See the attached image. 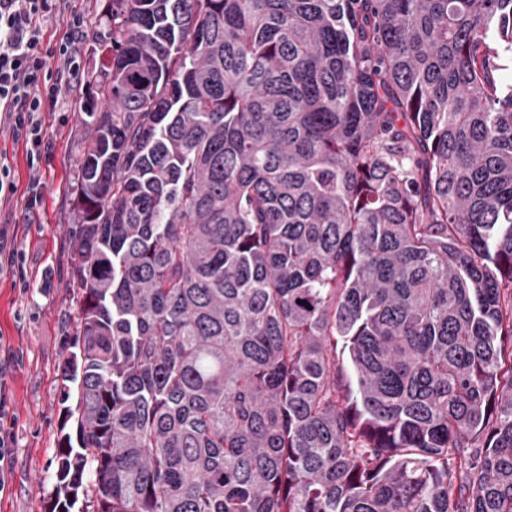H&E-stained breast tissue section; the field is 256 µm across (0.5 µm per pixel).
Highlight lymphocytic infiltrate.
Segmentation results:
<instances>
[{"label":"lymphocytic infiltrate","mask_w":512,"mask_h":512,"mask_svg":"<svg viewBox=\"0 0 512 512\" xmlns=\"http://www.w3.org/2000/svg\"><path fill=\"white\" fill-rule=\"evenodd\" d=\"M49 22L65 30L52 42L42 33ZM90 25L76 0H0V132L24 142L31 166L44 150L42 113L56 111L63 89L86 79L79 46Z\"/></svg>","instance_id":"lymphocytic-infiltrate-1"}]
</instances>
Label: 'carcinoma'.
<instances>
[{
    "label": "carcinoma",
    "mask_w": 512,
    "mask_h": 512,
    "mask_svg": "<svg viewBox=\"0 0 512 512\" xmlns=\"http://www.w3.org/2000/svg\"><path fill=\"white\" fill-rule=\"evenodd\" d=\"M109 3L58 512H512V0Z\"/></svg>",
    "instance_id": "1"
}]
</instances>
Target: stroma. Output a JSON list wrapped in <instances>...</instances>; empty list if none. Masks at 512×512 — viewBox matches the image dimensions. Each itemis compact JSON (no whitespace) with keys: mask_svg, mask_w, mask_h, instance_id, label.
<instances>
[{"mask_svg":"<svg viewBox=\"0 0 512 512\" xmlns=\"http://www.w3.org/2000/svg\"><path fill=\"white\" fill-rule=\"evenodd\" d=\"M83 86L62 93V105L42 115L51 149L38 170H31L23 144L0 137V157L11 168L17 190L5 210L15 213L10 229L26 262L27 288L0 274V383L8 414L0 429L12 435L11 453L0 463V512H53L63 438L75 434L66 411L75 400L63 397V365L80 321L81 305L68 286V229L75 222L73 189L78 179L89 127L82 106ZM44 184L43 204L25 216L30 179Z\"/></svg>","mask_w":512,"mask_h":512,"instance_id":"obj_1","label":"stroma"}]
</instances>
